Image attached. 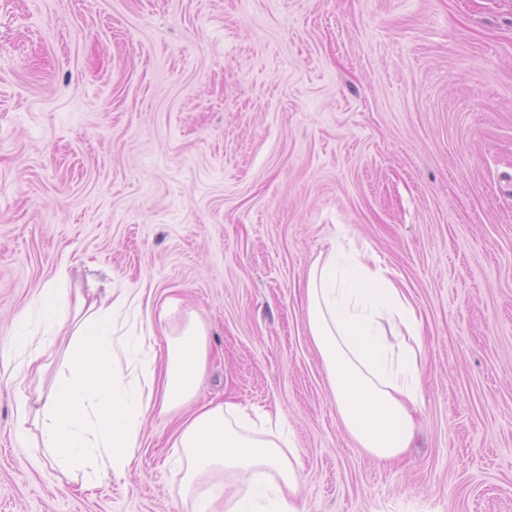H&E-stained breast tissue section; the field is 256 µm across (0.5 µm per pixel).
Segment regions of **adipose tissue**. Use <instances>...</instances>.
Listing matches in <instances>:
<instances>
[{"label": "adipose tissue", "mask_w": 512, "mask_h": 512, "mask_svg": "<svg viewBox=\"0 0 512 512\" xmlns=\"http://www.w3.org/2000/svg\"><path fill=\"white\" fill-rule=\"evenodd\" d=\"M306 326L347 434L378 460L409 448L429 361L423 324L373 251L331 248L305 281ZM180 301L143 293L82 292L50 283L39 329L18 316L9 349L23 376L42 374L49 337L65 335L59 371L19 407L45 464L94 483L130 467L150 415L193 401L209 360L208 330L178 317ZM166 345L157 351L153 339ZM284 414L209 401L181 418L176 487L189 512H305L300 452Z\"/></svg>", "instance_id": "obj_1"}]
</instances>
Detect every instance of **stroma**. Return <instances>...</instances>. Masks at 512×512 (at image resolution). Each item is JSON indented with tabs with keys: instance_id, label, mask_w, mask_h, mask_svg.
<instances>
[{
	"instance_id": "stroma-1",
	"label": "stroma",
	"mask_w": 512,
	"mask_h": 512,
	"mask_svg": "<svg viewBox=\"0 0 512 512\" xmlns=\"http://www.w3.org/2000/svg\"><path fill=\"white\" fill-rule=\"evenodd\" d=\"M343 236L424 324L389 464L305 324ZM63 269L194 311L199 402L285 413L306 512H512V0H0V512H185L171 418L92 490L19 435L8 339Z\"/></svg>"
}]
</instances>
